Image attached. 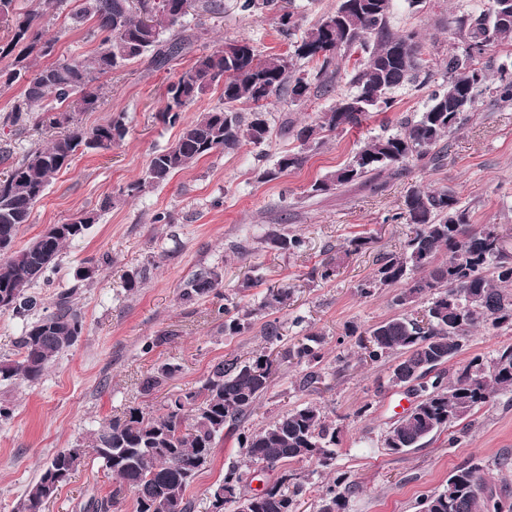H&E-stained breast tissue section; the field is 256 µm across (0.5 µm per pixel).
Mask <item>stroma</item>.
Listing matches in <instances>:
<instances>
[{
    "mask_svg": "<svg viewBox=\"0 0 512 512\" xmlns=\"http://www.w3.org/2000/svg\"><path fill=\"white\" fill-rule=\"evenodd\" d=\"M475 0H392L391 22L416 30L429 62L445 57L455 43V20ZM220 13L191 12L188 27L200 40L163 69L141 60L105 77L108 93L99 108L78 116L85 127L104 123L112 113L126 115L125 139L105 152H77L69 168L51 181L35 205L16 247L44 227L63 224L82 211L100 212L86 235L65 247L58 267L34 284L32 291L46 306L60 292L75 293L83 332L60 354L35 385L0 381V404L12 417L0 421V512H17L28 486L58 450L73 447L92 429L122 415L131 406L162 408L172 395L197 387L211 367L229 355L249 357L271 353L277 369L271 389L245 427L258 429L307 403L323 408L335 423L338 442L329 467L313 462L290 463L286 469L254 472L247 488L257 494L283 471L309 476L312 486L301 499L300 512H314V501L326 485L345 479L355 485L344 512H419L424 495L443 488L449 474L469 461L481 462L487 487H512V391H503L482 407L469 427H455L424 446L392 453L383 444L387 428L410 407L412 400L388 383L389 365L361 362L355 335L398 313L395 288L368 297L358 294L359 281L372 276L383 254L399 251L412 227L394 221L411 186L445 189L468 208L474 224H499L512 229V102H497L482 91L477 110L464 128L442 140L437 162L411 164L401 173L386 171L374 185L356 183L340 190L311 194V184L342 165L368 138L382 129H397L399 121L422 111L429 91L409 87L398 93L391 109L375 112L355 127L329 134L318 148L303 151L304 164L268 181L281 154L298 143L282 128L283 116L310 121L336 100L335 93L311 98L301 106L280 100L270 107L271 135L261 146L243 145L232 153L218 152L177 173L168 184L130 194L152 155L178 138L179 126L159 121L168 84L194 57L234 39L249 40L264 54H284L288 45L278 32L275 12H244L239 0H222ZM56 40L51 61L93 55L95 44L85 28H73L66 13L45 23ZM56 129L0 126V174L24 151L45 145ZM109 210H102L104 200ZM170 215L155 223L157 213ZM303 238L295 254L277 250L264 238L271 228ZM363 242L351 254V240ZM337 257L340 268L328 281L319 276L322 261ZM98 272L93 279L77 276L85 262ZM223 276L218 293L192 302L180 298L183 284L204 268ZM143 279L129 289V275ZM263 283L252 286L251 278ZM288 284L286 308L274 310L283 338L265 342L259 326L230 336L218 306L230 300L255 307L267 286ZM313 331L324 339L318 366L324 376L317 388L301 387L309 367L286 356L288 347ZM512 345V329L482 327L470 335L462 360L491 359ZM169 362L177 370L151 394L141 390L153 367ZM240 458L235 436L225 437L210 462L198 473L186 495L195 512H207L208 494ZM114 480L99 463L85 462L75 471L46 512H83L92 497H102Z\"/></svg>",
    "mask_w": 512,
    "mask_h": 512,
    "instance_id": "1",
    "label": "stroma"
}]
</instances>
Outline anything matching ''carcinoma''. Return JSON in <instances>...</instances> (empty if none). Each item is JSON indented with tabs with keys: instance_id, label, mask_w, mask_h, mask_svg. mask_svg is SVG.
Masks as SVG:
<instances>
[{
	"instance_id": "obj_1",
	"label": "carcinoma",
	"mask_w": 512,
	"mask_h": 512,
	"mask_svg": "<svg viewBox=\"0 0 512 512\" xmlns=\"http://www.w3.org/2000/svg\"><path fill=\"white\" fill-rule=\"evenodd\" d=\"M70 0H37V7L15 12L14 0H0V21L11 23L12 36L0 43V56H14L11 68L0 70V84L21 86V96L0 123L19 126L34 106L42 107L37 123L65 127L45 147L23 153L0 178V313L23 320L16 359L0 360V380L12 378L29 386L38 382L55 359L75 343L83 328L73 306V292L59 295L55 309L38 311L30 289L56 268L64 247L84 237L98 220L81 213L55 232L38 234L16 250L15 239L30 223L35 204L44 197L55 174L70 165L82 150H109L128 133L125 113L86 129L73 114L94 112L100 106L101 78L144 56L156 68L189 52L199 36L184 25L187 11L182 0H79L71 14L75 24L93 21L88 30L97 42L89 58H71L49 65L40 59L53 49L43 39V18L63 9ZM456 21L457 46L448 51L440 70L424 63L422 40L413 30L395 31L390 25L391 0H340L336 11L322 17L296 40L300 29L291 11L279 0H240L243 11L279 12V32L290 41L288 54H261L247 40L224 44L196 56L176 80L168 84L163 122L182 123L178 139L156 151L135 189L141 191L168 182L177 172L217 151L234 152L244 142L264 143L269 137L268 105L288 97L299 106L311 87L326 94L345 85L336 102L315 120L284 122L300 151L279 157L264 172L273 180L302 165L303 150L324 143L325 134L357 125L371 112H381L395 102L401 88L437 85L423 111L406 116L394 132L387 129L361 144L349 160L314 182L315 193L345 187L409 162L430 161L432 150L445 137L458 132L470 119L475 91L488 81L481 59L488 48L512 37V0H481ZM304 60L308 71L296 68ZM222 85L221 104L181 122L184 108L214 85ZM496 99L512 102V71L502 68L492 87ZM249 104L248 110L239 104ZM412 225L401 250L385 257L373 277L358 285L370 296L377 288L404 284L394 302L401 312L369 327L359 337L364 359L392 360L389 383L409 386L419 398L417 408L394 421L384 435V446L399 453L419 448L437 434L472 417L499 392L512 390V346L498 351L488 362L476 356L448 374L445 365L462 352L459 339L475 328L512 327V233L498 224H470L469 211L458 205L446 189L412 187L399 213ZM266 240L274 247L296 253L304 241L285 230H271ZM221 274L202 269L186 281L180 295L193 301L221 287ZM290 288L267 289L252 309L224 307V331L240 334L252 326L257 314L288 304ZM425 301L426 319L410 311ZM288 357L308 365L323 359L322 338L307 334L288 350ZM274 360L260 352L248 359L231 355L214 364L202 384L172 398L166 411L130 407L123 415L92 430L87 450L72 454L58 451L32 483L21 503L22 512H44L43 483L54 469L73 474L87 457L112 473V491L92 497L86 512H119L127 492L135 494L137 512H194L187 489L205 467L214 448L224 440V430L237 434L243 462L228 467L224 478L210 491L209 508L221 502L236 512L238 500L247 497L250 469L261 465L273 470L293 461H317L324 468L333 458L336 427L315 404L293 409L273 423L251 430L241 422L251 415L273 383ZM175 368L164 363L141 382L149 394ZM481 464L469 462L448 476L442 490L428 495L437 512H502L486 496ZM308 477L284 474L273 489L255 496L257 512H299L298 497ZM352 484L329 485L317 497L315 512H342Z\"/></svg>"
}]
</instances>
